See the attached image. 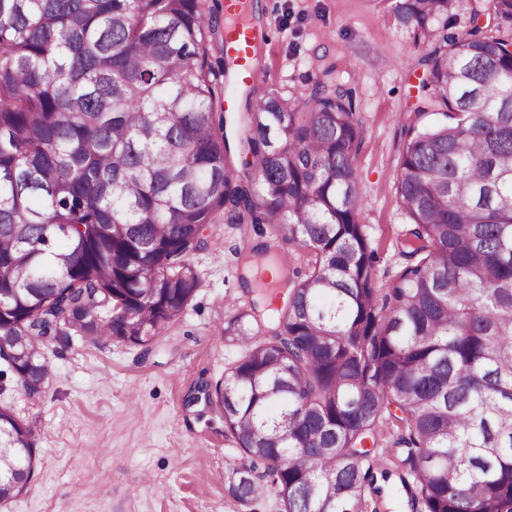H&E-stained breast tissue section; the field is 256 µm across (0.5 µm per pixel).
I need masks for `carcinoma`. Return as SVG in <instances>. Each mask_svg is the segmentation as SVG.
<instances>
[{
  "mask_svg": "<svg viewBox=\"0 0 512 512\" xmlns=\"http://www.w3.org/2000/svg\"><path fill=\"white\" fill-rule=\"evenodd\" d=\"M451 6L394 7L431 49L396 170L405 264L381 291L358 221L351 91L266 89L246 106L240 173L202 0H0V354L18 352L24 392L50 379L48 340L145 346L177 321L201 284L190 256L206 225L268 224L313 261L268 300L273 328L255 301L224 327L244 352L203 391L242 454L228 496L382 512L395 479L408 512H512V37L489 35L512 24V0H481L460 37L434 27ZM390 420L404 434L385 467ZM0 448L8 501L37 448L1 405Z\"/></svg>",
  "mask_w": 512,
  "mask_h": 512,
  "instance_id": "carcinoma-1",
  "label": "carcinoma"
}]
</instances>
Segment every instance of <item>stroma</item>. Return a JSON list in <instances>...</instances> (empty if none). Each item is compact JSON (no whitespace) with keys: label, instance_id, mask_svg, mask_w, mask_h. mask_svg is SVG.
Segmentation results:
<instances>
[{"label":"stroma","instance_id":"1","mask_svg":"<svg viewBox=\"0 0 512 512\" xmlns=\"http://www.w3.org/2000/svg\"><path fill=\"white\" fill-rule=\"evenodd\" d=\"M266 40L253 85L230 74L224 91L243 109L247 90L274 87L291 100L334 81L353 94L363 140L354 165L358 219L374 252L377 288L404 263L397 244L409 220L395 191L408 109L422 74L415 45L397 26L396 0H257ZM191 260L200 288L182 317L149 347L74 336L48 344L52 368L45 392L24 393L0 360V405L35 430L38 463L27 491L0 512H283L274 495L248 503L224 489L237 452L224 418L199 401L243 352L224 325L252 296L239 278V256L268 242L250 224H211Z\"/></svg>","mask_w":512,"mask_h":512}]
</instances>
